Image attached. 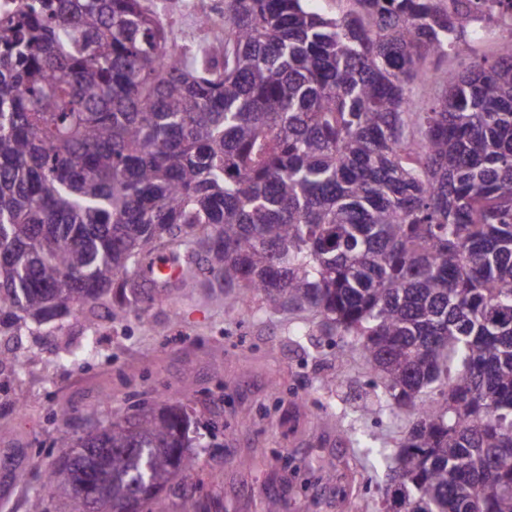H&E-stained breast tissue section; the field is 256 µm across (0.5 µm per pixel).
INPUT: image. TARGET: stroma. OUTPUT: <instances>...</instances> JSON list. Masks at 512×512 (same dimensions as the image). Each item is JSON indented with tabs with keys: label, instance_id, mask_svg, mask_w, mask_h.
Listing matches in <instances>:
<instances>
[{
	"label": "stroma",
	"instance_id": "35a3bbf8",
	"mask_svg": "<svg viewBox=\"0 0 512 512\" xmlns=\"http://www.w3.org/2000/svg\"><path fill=\"white\" fill-rule=\"evenodd\" d=\"M85 328L78 312L0 338L22 363L0 372V454L15 457L0 469V512L52 496L60 430L80 435L154 401L191 406L216 434L174 479L171 512H267L272 499L281 512H387L388 467L415 415L389 405L362 358L339 363L338 337L312 317L185 293L102 322L98 355L59 363Z\"/></svg>",
	"mask_w": 512,
	"mask_h": 512
}]
</instances>
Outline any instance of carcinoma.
Listing matches in <instances>:
<instances>
[{
	"instance_id": "cac0c4a2",
	"label": "carcinoma",
	"mask_w": 512,
	"mask_h": 512,
	"mask_svg": "<svg viewBox=\"0 0 512 512\" xmlns=\"http://www.w3.org/2000/svg\"><path fill=\"white\" fill-rule=\"evenodd\" d=\"M224 0V52L143 0L0 16V334L137 314L217 279L304 313L415 412L396 512H512V0ZM437 388L435 404L422 400ZM63 512H169L184 405L66 431ZM510 30L507 26L494 27L491 30L481 34V39L475 43V49L481 54L491 56L495 53L498 44L509 38Z\"/></svg>"
}]
</instances>
